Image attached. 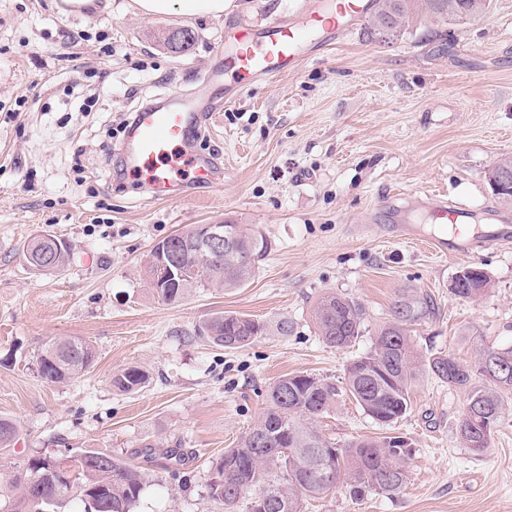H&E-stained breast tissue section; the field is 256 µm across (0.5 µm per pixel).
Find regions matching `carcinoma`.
<instances>
[{
	"label": "carcinoma",
	"mask_w": 512,
	"mask_h": 512,
	"mask_svg": "<svg viewBox=\"0 0 512 512\" xmlns=\"http://www.w3.org/2000/svg\"><path fill=\"white\" fill-rule=\"evenodd\" d=\"M488 8V0H375L366 34L390 28L399 37L414 28L420 15L448 25L464 24ZM161 41L175 53L188 52L195 34L187 29H168ZM228 228L237 250L198 257L195 229L177 232L159 244L171 247L185 277L163 281L153 260L145 276L155 298L172 305L199 288H241L255 276L257 263L268 251V241L244 224ZM39 273H59L71 262L72 252L60 251L51 238L33 237L23 247ZM492 288L491 277L476 272L459 298L475 300ZM431 313L430 302L404 295L394 303L391 319L375 331L371 349L349 362L340 383L312 374L286 375L269 387L266 407L258 421L216 462V475L208 484V499L220 512H237L249 497L247 512H305V503L336 491L340 483L362 499L372 493L393 495L409 480L411 448H394L390 435L362 438L338 445L319 428L320 419L336 411L345 398L355 402L376 423L391 428L410 405L411 382L425 369L448 385L468 390L467 403L457 424L463 445L477 453L488 448L512 394V347L480 351L474 368L460 365L453 356H420L413 348L410 326ZM313 322L323 342L336 349L349 346L363 332L362 306L335 292H326L312 309ZM267 324L233 314L213 316L198 328V336L229 350L242 349L266 334ZM94 346L80 337L50 340L37 356L39 377L47 383L71 381L94 366ZM493 383L485 388L473 383L472 372ZM146 372L130 366L112 375V386L132 393L145 386ZM19 435L17 424L0 417V450L11 447ZM147 481L145 472L98 451H77L65 456L28 459L25 471L8 481V503L0 512H60L78 498L84 512H134ZM269 491L264 508L256 498Z\"/></svg>",
	"instance_id": "1"
}]
</instances>
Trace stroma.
I'll use <instances>...</instances> for the list:
<instances>
[{"instance_id": "1", "label": "stroma", "mask_w": 512, "mask_h": 512, "mask_svg": "<svg viewBox=\"0 0 512 512\" xmlns=\"http://www.w3.org/2000/svg\"><path fill=\"white\" fill-rule=\"evenodd\" d=\"M130 2L64 16L54 0H0V416L20 428L0 451V478L36 455L103 451L147 473L137 512H212L214 463L262 415L269 386L298 372L341 380L402 295L435 305L412 327L420 354L467 365L481 347H512V203L486 180L512 157V0H491L465 24L429 21L393 40L359 25L278 82L252 85L215 113L198 143L223 162V187L197 185L173 201L148 200L121 172L123 122L171 86L198 90L224 45L225 21L259 27L306 0H234L221 19L147 17ZM169 28L194 31L190 52L162 45L158 34ZM77 33L83 44L67 47ZM90 96L96 106L82 111ZM429 193L507 244L433 253L428 242L441 226L423 202ZM218 222L267 238L255 277L173 305L153 299L144 276L153 247ZM43 232L72 246L62 273H35L22 255ZM472 264L493 282L475 301L450 289ZM326 291L365 309L364 331L347 348L323 343L311 319ZM218 313L272 324L285 317L292 330L226 350L195 335ZM57 336L85 338L97 359L81 377L49 384L35 361ZM130 366L149 379L123 393L112 375ZM466 401V389L420 374L395 426L413 448L407 487L361 501L341 487L306 512H512V397L480 453L457 434ZM322 428L341 444L384 432L348 400ZM150 443L178 446L183 461L143 458Z\"/></svg>"}]
</instances>
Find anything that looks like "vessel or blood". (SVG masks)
<instances>
[{"mask_svg": "<svg viewBox=\"0 0 512 512\" xmlns=\"http://www.w3.org/2000/svg\"><path fill=\"white\" fill-rule=\"evenodd\" d=\"M371 8L372 0H327L298 19L278 17L258 28H227L232 49L200 74L198 82L223 84L224 101H235L254 83H273L313 53L334 48ZM218 109L204 95L171 88L136 112L118 151L125 169L151 199L171 195L181 186H222L223 165L200 155L195 145ZM435 215L450 226L452 238L434 240V248L443 251L452 242L457 252H469L473 240L464 229L466 210L443 200Z\"/></svg>", "mask_w": 512, "mask_h": 512, "instance_id": "vessel-or-blood-1", "label": "vessel or blood"}]
</instances>
